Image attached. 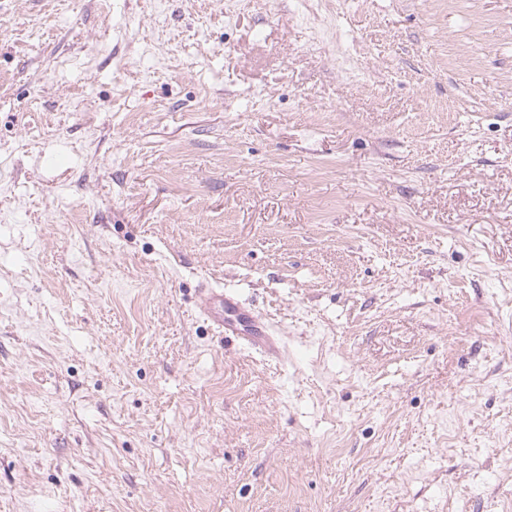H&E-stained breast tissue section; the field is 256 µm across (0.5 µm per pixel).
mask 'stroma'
<instances>
[{
    "instance_id": "35a3bbf8",
    "label": "stroma",
    "mask_w": 512,
    "mask_h": 512,
    "mask_svg": "<svg viewBox=\"0 0 512 512\" xmlns=\"http://www.w3.org/2000/svg\"><path fill=\"white\" fill-rule=\"evenodd\" d=\"M0 512H512V0H0ZM197 309L225 339L235 340L241 347L277 360L282 356L280 336L265 318L243 303L233 292L214 286L200 288Z\"/></svg>"
}]
</instances>
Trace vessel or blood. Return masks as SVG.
Returning a JSON list of instances; mask_svg holds the SVG:
<instances>
[{
  "instance_id": "vessel-or-blood-1",
  "label": "vessel or blood",
  "mask_w": 512,
  "mask_h": 512,
  "mask_svg": "<svg viewBox=\"0 0 512 512\" xmlns=\"http://www.w3.org/2000/svg\"><path fill=\"white\" fill-rule=\"evenodd\" d=\"M198 310L224 337L241 347L276 360L283 353L280 336L265 318L243 303L233 292L205 286L200 290Z\"/></svg>"
}]
</instances>
